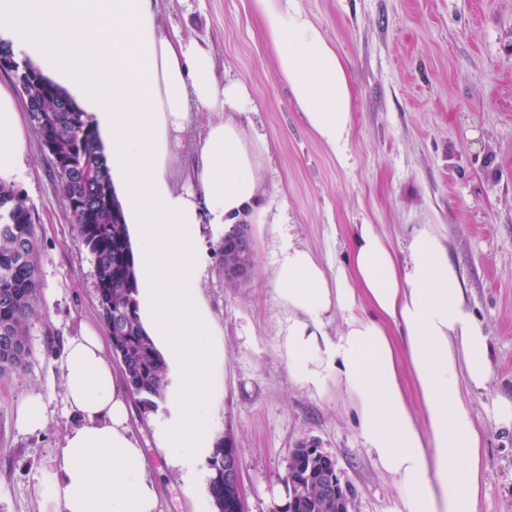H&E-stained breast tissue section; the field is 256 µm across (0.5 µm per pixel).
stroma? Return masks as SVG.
I'll list each match as a JSON object with an SVG mask.
<instances>
[{
  "instance_id": "35a3bbf8",
  "label": "stroma",
  "mask_w": 512,
  "mask_h": 512,
  "mask_svg": "<svg viewBox=\"0 0 512 512\" xmlns=\"http://www.w3.org/2000/svg\"><path fill=\"white\" fill-rule=\"evenodd\" d=\"M344 59L352 83L353 126L339 162L303 122L251 0H157L159 31L207 45L217 73L246 84L254 109L242 116L259 159L258 204L266 223L251 227L254 271L239 286L225 278L217 242L200 290L224 345L214 433L240 455L246 512H282L288 460L316 445L354 489L353 512H395L398 491L364 448L351 399L327 379L297 383L284 339L292 313L276 293L284 243L310 251L325 269L344 263L355 225L371 224L398 252L432 227L448 249L490 336L492 375L468 392L483 433L478 512H512V426L494 407L512 400V0H298ZM206 118L191 110L174 147L172 175L191 186ZM38 218L41 288L28 338L26 370L0 375V512H55L38 492L55 448L73 424L60 358L84 324H97L91 257L78 237L50 158L29 133L16 180ZM48 406L46 428L16 423L23 395ZM167 404L131 412L159 494V512H202L208 473L200 457L173 467L155 430Z\"/></svg>"
}]
</instances>
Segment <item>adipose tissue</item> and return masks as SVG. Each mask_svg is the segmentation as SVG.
I'll return each instance as SVG.
<instances>
[{"instance_id": "adipose-tissue-1", "label": "adipose tissue", "mask_w": 512, "mask_h": 512, "mask_svg": "<svg viewBox=\"0 0 512 512\" xmlns=\"http://www.w3.org/2000/svg\"><path fill=\"white\" fill-rule=\"evenodd\" d=\"M252 4L304 121L345 161L353 93L343 59L297 0ZM0 41L91 117L136 244L140 320L167 366L171 415L156 442L175 462L209 454L224 347L199 290L204 237L266 214L256 205L257 151L239 121L252 105L246 85L220 81L197 42L161 36L154 0H0ZM193 105L214 118L196 186L185 189L169 162ZM27 135L26 113L0 84V180L17 176ZM274 278L296 313L286 335L292 378L318 388L332 377L350 395L360 439L399 491L395 512H477L482 438L460 384L486 387L489 335L439 236L417 232L402 263L374 225L359 224L334 276L288 243ZM331 310L343 320L333 336ZM60 368L77 424L54 450L50 499L62 512H158L100 332L69 339Z\"/></svg>"}]
</instances>
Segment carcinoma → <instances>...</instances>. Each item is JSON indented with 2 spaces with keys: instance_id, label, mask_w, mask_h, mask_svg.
<instances>
[{
  "instance_id": "1",
  "label": "carcinoma",
  "mask_w": 512,
  "mask_h": 512,
  "mask_svg": "<svg viewBox=\"0 0 512 512\" xmlns=\"http://www.w3.org/2000/svg\"><path fill=\"white\" fill-rule=\"evenodd\" d=\"M32 108L30 122L41 140L52 145V170L71 214L72 223L90 253L97 295V314L121 374L141 412H152L165 401L163 359L139 318L136 261L115 196L99 137L90 118L78 111L66 94L28 68L16 80ZM36 218L25 194L14 183L0 181V371L26 368L27 343L39 299ZM208 492L214 509H224V436L205 460ZM327 467L307 447L294 449L287 472L308 482L309 468ZM283 512H336V499L319 497L316 483L307 494L287 486Z\"/></svg>"
}]
</instances>
